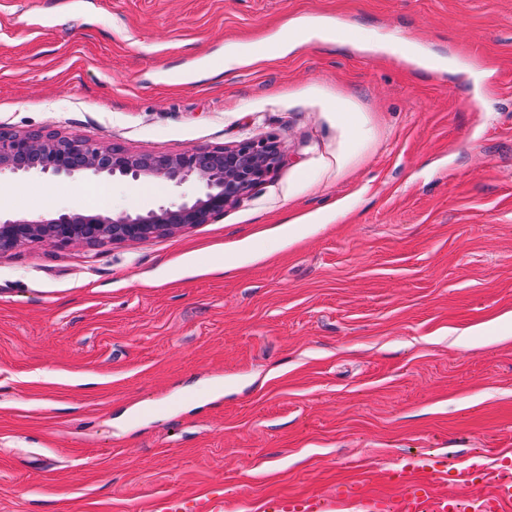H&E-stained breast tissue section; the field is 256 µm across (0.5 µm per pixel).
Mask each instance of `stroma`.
<instances>
[{
    "mask_svg": "<svg viewBox=\"0 0 512 512\" xmlns=\"http://www.w3.org/2000/svg\"><path fill=\"white\" fill-rule=\"evenodd\" d=\"M300 18L358 39L214 77ZM368 32L445 64L412 68ZM0 127L136 154L272 136L287 156L212 223L0 253V512L170 493L257 512L346 482L391 493L418 458L512 456V0H0ZM101 185L116 212L176 196L6 173L0 213L91 211ZM357 196L324 228L289 222Z\"/></svg>",
    "mask_w": 512,
    "mask_h": 512,
    "instance_id": "1",
    "label": "stroma"
}]
</instances>
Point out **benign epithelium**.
I'll use <instances>...</instances> for the list:
<instances>
[{
  "mask_svg": "<svg viewBox=\"0 0 512 512\" xmlns=\"http://www.w3.org/2000/svg\"><path fill=\"white\" fill-rule=\"evenodd\" d=\"M283 162L273 137L246 138L231 148H190L179 154H134L52 131L0 130V173L51 177L76 174L133 182L159 181L173 187L193 183L197 191L145 211L44 213L0 216V252L28 241L58 245L120 244L170 235L195 224H210L267 182Z\"/></svg>",
  "mask_w": 512,
  "mask_h": 512,
  "instance_id": "benign-epithelium-1",
  "label": "benign epithelium"
}]
</instances>
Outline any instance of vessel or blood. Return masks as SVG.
<instances>
[{"mask_svg": "<svg viewBox=\"0 0 512 512\" xmlns=\"http://www.w3.org/2000/svg\"><path fill=\"white\" fill-rule=\"evenodd\" d=\"M460 479L479 490L471 497L473 512H512V467L491 470L473 462L459 473ZM395 497L348 498L354 512H454L455 498L446 486L425 475L421 465H409L400 475ZM220 496H183L170 494L158 502L159 512H227ZM261 512H336L335 496L311 492L289 497L271 496L261 505Z\"/></svg>", "mask_w": 512, "mask_h": 512, "instance_id": "obj_1", "label": "vessel or blood"}]
</instances>
